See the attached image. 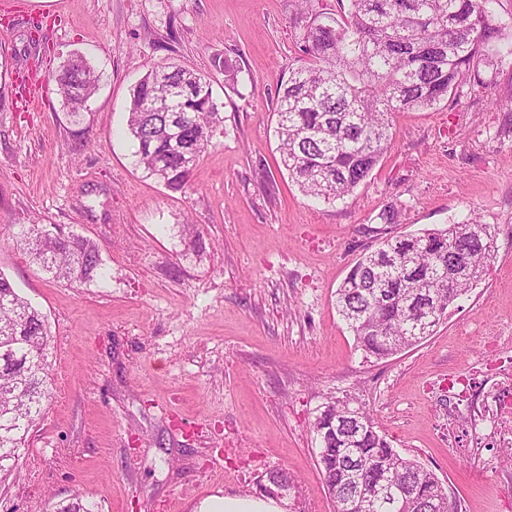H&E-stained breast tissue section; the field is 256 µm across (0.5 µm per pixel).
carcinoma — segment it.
<instances>
[{
    "label": "carcinoma",
    "instance_id": "1",
    "mask_svg": "<svg viewBox=\"0 0 512 512\" xmlns=\"http://www.w3.org/2000/svg\"><path fill=\"white\" fill-rule=\"evenodd\" d=\"M311 2L296 0L299 65L275 112L281 164L314 198L352 195L390 147L398 113L430 109L464 88L487 94L493 79L484 67L512 57L492 0H347L335 12H315ZM52 78L81 116L97 90L95 71L74 59ZM222 122L211 81L175 64L146 74L128 106L138 162L175 191L188 188ZM497 235L474 220L382 238L336 290L356 350L382 360L433 335L486 275ZM17 238L54 278L82 284L101 275L100 250L84 237L21 224ZM51 338L46 316L0 273V484L20 468L50 397ZM348 407L360 416L343 420ZM310 432L334 512H454L436 473L393 448L359 401L327 402Z\"/></svg>",
    "mask_w": 512,
    "mask_h": 512
}]
</instances>
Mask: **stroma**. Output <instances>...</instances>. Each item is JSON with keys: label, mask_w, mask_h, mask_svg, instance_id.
I'll list each match as a JSON object with an SVG mask.
<instances>
[{"label": "stroma", "mask_w": 512, "mask_h": 512, "mask_svg": "<svg viewBox=\"0 0 512 512\" xmlns=\"http://www.w3.org/2000/svg\"><path fill=\"white\" fill-rule=\"evenodd\" d=\"M294 0H11L0 8V225L62 227L106 277L53 280L0 235V272L48 318L52 399L0 488V512L79 498L100 512H199L213 496L333 512L309 423L334 397L369 408L460 512H512V451L451 448L433 385L512 351V61L489 97L395 119L390 150L327 203L278 151V80L298 57ZM100 75L74 121L50 75ZM236 61L226 80L215 60ZM175 61L209 76L224 122L175 192L126 132L133 88ZM398 206L401 221L378 215ZM477 218L500 229L483 281L433 336L364 361L336 290L381 235ZM193 233H184V225ZM294 482L281 491L272 473Z\"/></svg>", "instance_id": "1"}]
</instances>
